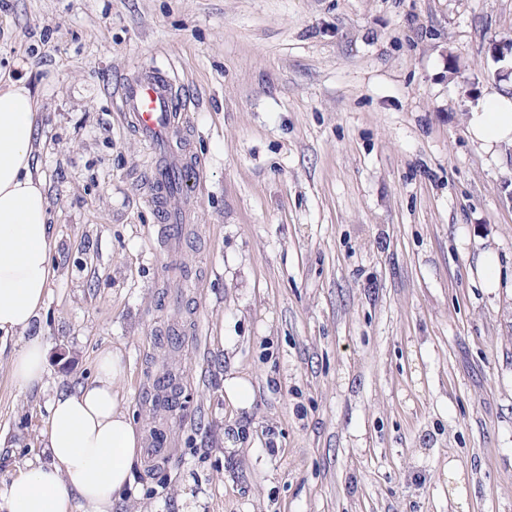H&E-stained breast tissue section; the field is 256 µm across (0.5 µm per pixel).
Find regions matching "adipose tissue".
<instances>
[{"instance_id": "ef3b65f1", "label": "adipose tissue", "mask_w": 512, "mask_h": 512, "mask_svg": "<svg viewBox=\"0 0 512 512\" xmlns=\"http://www.w3.org/2000/svg\"><path fill=\"white\" fill-rule=\"evenodd\" d=\"M35 107L23 80L0 82V334L24 336L12 367L21 389L47 372L41 337L29 336L52 275L47 197L33 164ZM481 145L512 146V98L488 96L468 115ZM126 368L120 352L98 357L97 375L51 403L42 430L48 463L27 466L0 490V512H112V500L132 481L141 434L119 403Z\"/></svg>"}]
</instances>
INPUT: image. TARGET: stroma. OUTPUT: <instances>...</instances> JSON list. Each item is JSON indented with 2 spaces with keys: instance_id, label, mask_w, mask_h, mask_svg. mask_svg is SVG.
I'll return each instance as SVG.
<instances>
[{
  "instance_id": "obj_1",
  "label": "stroma",
  "mask_w": 512,
  "mask_h": 512,
  "mask_svg": "<svg viewBox=\"0 0 512 512\" xmlns=\"http://www.w3.org/2000/svg\"><path fill=\"white\" fill-rule=\"evenodd\" d=\"M505 36L512 0H0L54 271L40 386L0 338V489L111 349L123 409L169 450L112 512H455L452 461L468 512H512V146L467 133L512 88ZM151 64L190 102L200 171L173 244L117 95ZM165 367L186 396L167 414ZM224 390L228 398L237 406L248 407L252 398V388L248 381L230 377L224 381Z\"/></svg>"
}]
</instances>
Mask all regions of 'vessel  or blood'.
<instances>
[{"label":"vessel or blood","instance_id":"obj_1","mask_svg":"<svg viewBox=\"0 0 512 512\" xmlns=\"http://www.w3.org/2000/svg\"><path fill=\"white\" fill-rule=\"evenodd\" d=\"M122 104L127 124L155 160L149 187L163 232L178 239L186 216L168 200L173 186L189 191L195 176L186 151V101L170 71L153 65L124 82Z\"/></svg>","mask_w":512,"mask_h":512}]
</instances>
